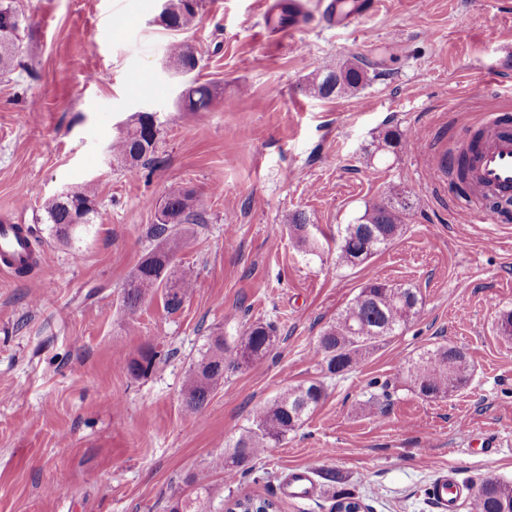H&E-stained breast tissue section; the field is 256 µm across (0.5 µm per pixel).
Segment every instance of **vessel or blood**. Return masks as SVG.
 <instances>
[{"instance_id": "b4317fda", "label": "vessel or blood", "mask_w": 512, "mask_h": 512, "mask_svg": "<svg viewBox=\"0 0 512 512\" xmlns=\"http://www.w3.org/2000/svg\"><path fill=\"white\" fill-rule=\"evenodd\" d=\"M368 9V0H330L324 18L329 26L347 29L365 16ZM481 126L485 136L471 154L472 195L456 200L457 206L475 222L488 217L483 200L512 198V117L504 111L490 112L483 117ZM39 260L40 251L26 225L0 224L1 272L13 275L22 265ZM433 487L441 512H450L458 494L453 474L441 472Z\"/></svg>"}]
</instances>
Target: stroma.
<instances>
[{
    "mask_svg": "<svg viewBox=\"0 0 512 512\" xmlns=\"http://www.w3.org/2000/svg\"><path fill=\"white\" fill-rule=\"evenodd\" d=\"M272 2L204 0L178 33L158 21L162 0H16L24 66L0 76V220L29 226L44 256L28 276L0 273V512H170L200 472L204 512L245 496L330 512L339 492L367 512H438L441 471L463 487L512 483V338L498 327L512 309V213L475 224L452 203L455 177L427 186L484 113L512 110V0H378L348 29L320 23L327 0H306L291 33ZM179 39L214 94L208 111L181 108L184 82L166 67ZM355 56L372 65L365 87L305 92L311 72ZM465 96L469 109L454 110ZM143 111L161 126L153 162L112 163L113 137ZM391 129L416 146L384 150ZM87 185L95 221L60 243L43 205ZM181 187L205 212L177 260L193 292L177 313L157 293L126 317L123 284L153 245L158 202ZM384 199L412 207L401 235L359 267L337 265L341 231ZM297 212L318 254L291 231ZM375 279L416 288L419 315L361 365L325 374L318 337ZM256 322L273 327L271 352L186 416L184 380L208 337ZM440 343L463 351L468 381L427 399L407 368ZM146 346L156 365L132 377L120 359ZM314 379L327 397L280 447L233 483L211 470L260 406ZM374 381L391 389L369 417L358 405ZM296 472L310 496L289 494Z\"/></svg>",
    "mask_w": 512,
    "mask_h": 512,
    "instance_id": "1",
    "label": "stroma"
}]
</instances>
